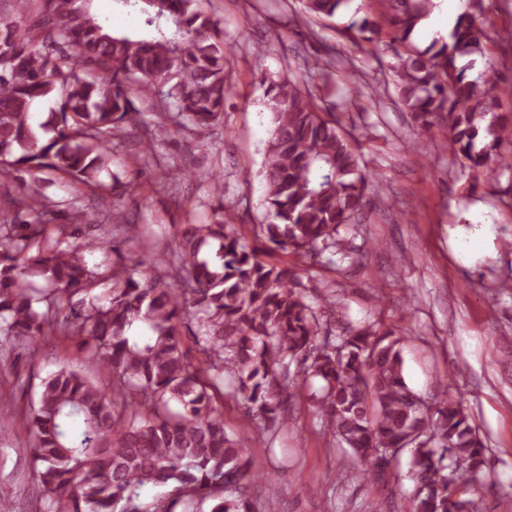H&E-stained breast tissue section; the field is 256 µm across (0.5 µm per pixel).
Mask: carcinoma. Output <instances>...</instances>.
Here are the masks:
<instances>
[{
    "label": "carcinoma",
    "mask_w": 512,
    "mask_h": 512,
    "mask_svg": "<svg viewBox=\"0 0 512 512\" xmlns=\"http://www.w3.org/2000/svg\"><path fill=\"white\" fill-rule=\"evenodd\" d=\"M40 21L27 24L33 2ZM0 13V182L12 172L52 169L94 195L112 139L137 124L134 99L173 98L199 134L224 118L232 91L227 46L199 0H124L147 14L149 39L114 32L93 0H11ZM318 19L347 0H301ZM387 30L365 17L345 36L380 43L396 59L400 101L423 132L441 124L473 173L512 164V113L497 111L502 90L473 73L488 41L484 0H468L446 37L420 47L412 35L434 0H380ZM110 76L103 88L98 74ZM272 137L263 165L265 217L253 241L217 221L185 224L167 263L178 289L145 257L93 268L86 254L107 248L126 228L92 225L76 208L69 223L39 220L35 196L11 197L0 217V334L27 346L45 336L77 344L75 363L43 379L24 413L0 414V432L23 416L49 512H145L140 490L172 486L151 512H254L250 489L267 479L224 431V388L268 428L286 425L297 364L321 388L316 407L326 432L368 463L384 448L409 449L412 512H482L481 498L457 484L482 480L485 448L459 404L424 397L404 376L400 338L372 325L348 326L340 343L322 336L317 312L292 287L296 270L267 264L281 251L314 264L339 250L340 230L368 204L374 176L311 90L286 77L270 83ZM52 99L44 121L36 102ZM195 322L191 361L180 327Z\"/></svg>",
    "instance_id": "obj_1"
}]
</instances>
